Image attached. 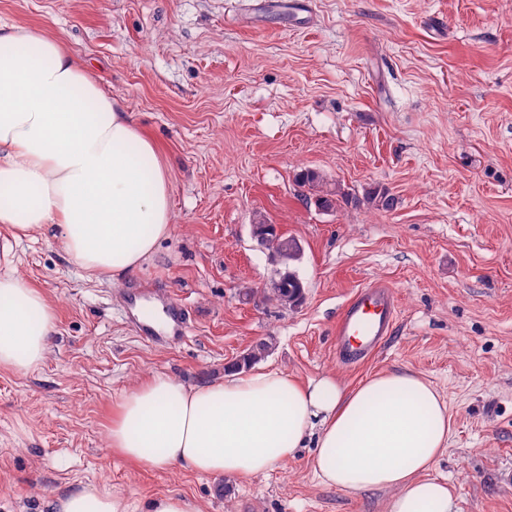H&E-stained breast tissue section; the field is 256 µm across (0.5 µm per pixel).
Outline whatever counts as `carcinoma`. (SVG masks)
I'll return each instance as SVG.
<instances>
[{
	"label": "carcinoma",
	"mask_w": 512,
	"mask_h": 512,
	"mask_svg": "<svg viewBox=\"0 0 512 512\" xmlns=\"http://www.w3.org/2000/svg\"><path fill=\"white\" fill-rule=\"evenodd\" d=\"M297 182L307 188L309 199L314 205L323 211L338 209H357L365 204L371 205L378 210L390 211L396 205V198L390 190L383 186H374L366 189L363 194L358 195L346 191L339 186L329 188L323 183L319 173L313 170L302 171ZM255 230L263 234L264 244L285 260H294L298 257L300 249L297 242L289 237L277 233L274 225L260 217L255 222ZM302 282L292 273L283 275L276 287L271 289L269 300L280 302L283 299L292 300L302 292Z\"/></svg>",
	"instance_id": "obj_1"
}]
</instances>
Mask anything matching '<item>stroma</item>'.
<instances>
[{
  "instance_id": "35a3bbf8",
  "label": "stroma",
  "mask_w": 512,
  "mask_h": 512,
  "mask_svg": "<svg viewBox=\"0 0 512 512\" xmlns=\"http://www.w3.org/2000/svg\"><path fill=\"white\" fill-rule=\"evenodd\" d=\"M0 24L46 28L90 66L168 160L174 203L172 236L121 283L87 277L56 230L13 243L0 228V274L57 315L41 368L0 369V512H51L100 480L133 512L163 494L202 512H384L389 491L320 483L309 448L229 481L109 450L137 384L222 379L262 341L258 368L302 383L422 374L448 402L435 474L456 512H512L498 482L512 468V0H0ZM304 169L358 193L387 186L397 205L319 210L296 181ZM259 214L297 259L254 238ZM287 272L304 285L291 308L267 299ZM375 280L395 293L394 333L343 364L336 323ZM128 288L177 300L184 340L145 341L119 303Z\"/></svg>"
}]
</instances>
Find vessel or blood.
I'll use <instances>...</instances> for the list:
<instances>
[{
  "mask_svg": "<svg viewBox=\"0 0 512 512\" xmlns=\"http://www.w3.org/2000/svg\"><path fill=\"white\" fill-rule=\"evenodd\" d=\"M144 288L126 292V316L151 343H175L183 340L187 324L183 308L167 301L163 328H155L141 316L138 302L147 296ZM398 314L397 301L387 283L375 281L360 288L344 308L336 324V356L346 364H359L372 356L390 336Z\"/></svg>",
  "mask_w": 512,
  "mask_h": 512,
  "instance_id": "obj_1",
  "label": "vessel or blood"
}]
</instances>
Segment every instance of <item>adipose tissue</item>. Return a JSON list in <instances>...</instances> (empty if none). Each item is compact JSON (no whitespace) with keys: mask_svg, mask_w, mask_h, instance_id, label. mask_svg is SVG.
I'll return each instance as SVG.
<instances>
[{"mask_svg":"<svg viewBox=\"0 0 512 512\" xmlns=\"http://www.w3.org/2000/svg\"><path fill=\"white\" fill-rule=\"evenodd\" d=\"M0 188L10 193L1 225L17 238L57 228L68 259L91 278L135 275L174 231L170 173L154 143L40 28L0 26ZM56 328L38 289L0 275V369L37 370ZM449 436L446 400L415 373L383 372L348 389L257 369L194 386L152 376L119 403L109 446L144 468L217 478L270 471L310 446L327 486L390 491L385 512H454L449 485L432 475ZM52 508L130 512L123 491L98 483Z\"/></svg>","mask_w":512,"mask_h":512,"instance_id":"1","label":"adipose tissue"}]
</instances>
